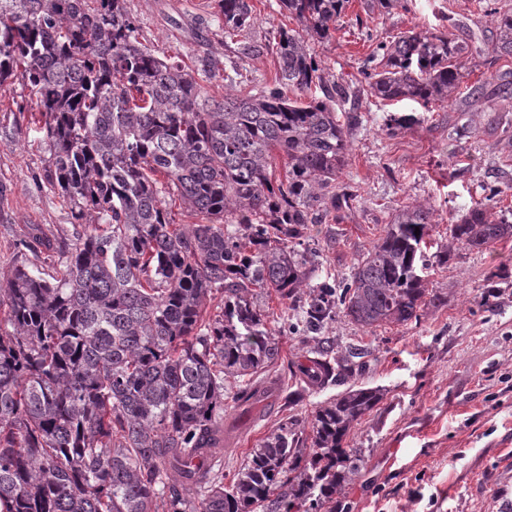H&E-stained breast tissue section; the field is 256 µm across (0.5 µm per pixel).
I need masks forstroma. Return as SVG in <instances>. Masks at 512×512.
<instances>
[{
  "label": "stroma",
  "instance_id": "obj_1",
  "mask_svg": "<svg viewBox=\"0 0 512 512\" xmlns=\"http://www.w3.org/2000/svg\"><path fill=\"white\" fill-rule=\"evenodd\" d=\"M361 2L350 0L330 41L310 43L325 78H353L375 42L413 29L456 34L466 46V69L449 100L426 108L371 103L362 112L339 179L353 195L352 206L342 221L307 230L318 253L313 280L346 282L392 213L412 202L432 205V237L451 253L430 277L419 319L406 324L365 329L339 312L315 335L300 321L303 298L269 300L280 356L251 378L257 395L250 401L236 400V386L228 385L216 467L232 478L250 449L283 421L310 420L348 388L379 387L385 391L379 409L350 435L364 465L337 496L336 512H503V502H512V238L477 252L452 244L449 228L485 184L503 188L502 204L512 209V145L500 131L512 125V98L498 91L512 59L492 54L494 28L476 0H407L363 26L356 22ZM127 5L141 41L158 52L188 64L224 56L217 0ZM253 5L250 40L259 50L240 60L239 70L259 88L280 75L275 37L297 23L279 0ZM35 109L21 83L0 88V281L20 262L31 229L54 242L75 231L66 202L44 182L49 153L31 121ZM408 113L419 124L387 132L389 115ZM320 340L334 354L355 352L353 373L289 400L297 388L289 366L304 363Z\"/></svg>",
  "mask_w": 512,
  "mask_h": 512
}]
</instances>
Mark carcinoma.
<instances>
[{"label":"carcinoma","instance_id":"cac0c4a2","mask_svg":"<svg viewBox=\"0 0 512 512\" xmlns=\"http://www.w3.org/2000/svg\"><path fill=\"white\" fill-rule=\"evenodd\" d=\"M402 2L364 0V12ZM280 4L301 26L275 39L280 78L238 90L252 0H218L228 69L159 56L138 39L127 0H0V87L18 80L35 98L47 188L81 227L61 267L18 266L0 283V512H319L359 477L363 456L347 438L381 390L338 394L305 426L283 422L226 484L211 463L224 442V383L278 359L257 290L305 294L312 333L338 310L366 328L418 320L431 207L400 209L339 290L311 284L317 252L295 246L351 200L338 178L352 127L336 102L356 112L363 99L445 100L463 78L464 48L411 30L378 42L354 84L330 82L308 42L332 37L349 0ZM478 4L495 27L492 53L512 57V5ZM200 75L230 91L210 98ZM416 122L392 115L386 128ZM276 151L288 159L278 179ZM482 191L452 224L464 248L512 238V223L490 213L504 190ZM177 200L200 222L174 223ZM216 292L224 304L212 314ZM313 353L293 377L323 386L352 372L353 352Z\"/></svg>","mask_w":512,"mask_h":512}]
</instances>
